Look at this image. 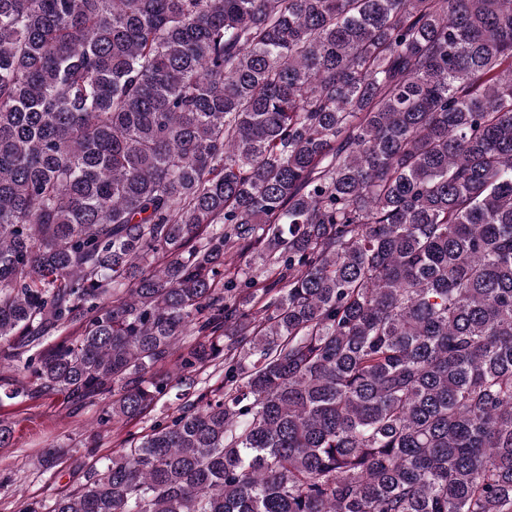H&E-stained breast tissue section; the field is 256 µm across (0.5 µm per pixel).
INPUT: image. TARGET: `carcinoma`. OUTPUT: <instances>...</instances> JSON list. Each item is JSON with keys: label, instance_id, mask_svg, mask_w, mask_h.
I'll list each match as a JSON object with an SVG mask.
<instances>
[{"label": "carcinoma", "instance_id": "cac0c4a2", "mask_svg": "<svg viewBox=\"0 0 512 512\" xmlns=\"http://www.w3.org/2000/svg\"><path fill=\"white\" fill-rule=\"evenodd\" d=\"M2 369L188 385L24 512H512V0H0Z\"/></svg>", "mask_w": 512, "mask_h": 512}]
</instances>
